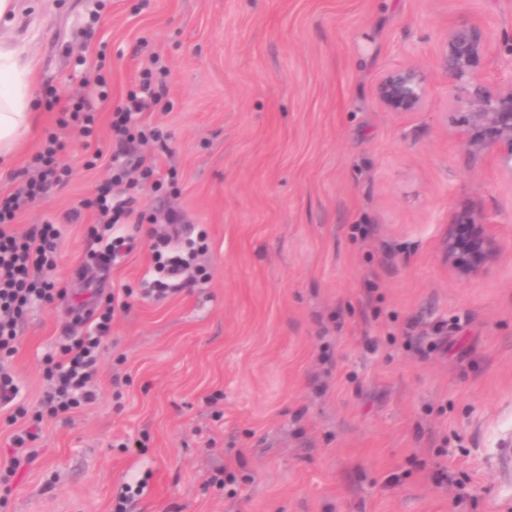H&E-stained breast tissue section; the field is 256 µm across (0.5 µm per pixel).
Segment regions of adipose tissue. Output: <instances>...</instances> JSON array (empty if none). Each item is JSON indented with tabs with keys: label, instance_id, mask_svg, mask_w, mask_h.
Segmentation results:
<instances>
[{
	"label": "adipose tissue",
	"instance_id": "ef3b65f1",
	"mask_svg": "<svg viewBox=\"0 0 512 512\" xmlns=\"http://www.w3.org/2000/svg\"><path fill=\"white\" fill-rule=\"evenodd\" d=\"M35 64L25 39L0 45V168L12 165L17 148L35 121Z\"/></svg>",
	"mask_w": 512,
	"mask_h": 512
}]
</instances>
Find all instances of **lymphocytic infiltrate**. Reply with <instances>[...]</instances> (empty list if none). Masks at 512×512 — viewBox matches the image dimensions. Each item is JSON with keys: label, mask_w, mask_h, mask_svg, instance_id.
<instances>
[{"label": "lymphocytic infiltrate", "mask_w": 512, "mask_h": 512, "mask_svg": "<svg viewBox=\"0 0 512 512\" xmlns=\"http://www.w3.org/2000/svg\"><path fill=\"white\" fill-rule=\"evenodd\" d=\"M166 93L164 81L156 80L152 70H143L138 84L128 90L124 102L112 110V177L99 190L95 199L85 201L83 208L66 212V222L73 223L82 216L83 209L94 210L97 222L93 233L106 239L103 249L90 251L84 269H106L131 249V236L123 231L124 225L143 223L145 216L136 207L135 191L143 183L154 189H163L155 157L140 153L141 145L156 144L161 152L169 146L158 128L143 120L153 104ZM107 92H100L97 101L84 98L69 100L60 109L58 123L73 127L85 140L96 135L98 103L106 102ZM65 144L56 133H48L30 166L21 174L14 191L0 196V407H13L19 389L15 377L6 365L7 357L17 351L18 323L28 308L36 302L51 304L66 302L68 295L59 289L51 277L57 265L60 231L48 221L20 232L14 227L18 212L51 189L64 186L69 172L60 166L58 155ZM183 216L177 210L167 214L169 231L153 241L152 257L156 276L148 281L145 295L158 298L187 287L186 274L196 270L198 282H206L205 268L197 267L198 256L208 249L205 233H198L186 246H178ZM127 302L108 297L105 302L86 306L79 302L71 305L74 325L66 329V341L57 358L49 360L44 378L49 390L41 403L43 413L54 418L68 413L97 398L94 383L97 362L111 334L112 320L119 311H126Z\"/></svg>", "instance_id": "lymphocytic-infiltrate-1"}]
</instances>
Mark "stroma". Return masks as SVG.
<instances>
[{"label":"stroma","instance_id":"stroma-1","mask_svg":"<svg viewBox=\"0 0 512 512\" xmlns=\"http://www.w3.org/2000/svg\"><path fill=\"white\" fill-rule=\"evenodd\" d=\"M0 40L23 36L36 90L120 101L152 56L167 95L143 116L170 137L157 164L178 191L137 195L147 221L105 271H76L99 243L85 211L112 175L111 111L95 150L63 131L71 176L16 217L55 220L53 273L78 298L132 288L97 367V400L44 420L32 464L0 512H512V180L445 125L456 88L437 72L449 27L480 19L490 87L512 79V0H21ZM430 77L418 112L375 100L386 72ZM40 120L0 170V194L53 128ZM496 224L499 262L460 281L438 247L457 205ZM206 229L202 288L144 296L150 233L168 208ZM65 306L34 308L8 359L28 415L0 410V463L46 390ZM228 471L224 485L213 484Z\"/></svg>","mask_w":512,"mask_h":512}]
</instances>
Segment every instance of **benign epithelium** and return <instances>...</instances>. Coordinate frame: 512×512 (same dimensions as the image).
I'll return each mask as SVG.
<instances>
[{"instance_id":"7a95c632","label":"benign epithelium","mask_w":512,"mask_h":512,"mask_svg":"<svg viewBox=\"0 0 512 512\" xmlns=\"http://www.w3.org/2000/svg\"><path fill=\"white\" fill-rule=\"evenodd\" d=\"M489 56L484 24L467 21L448 28L436 67L449 84L462 90L456 100L462 120L455 134L464 150L512 180V78L508 86L490 90L482 77ZM428 95L426 72L411 63L386 72L375 88L380 107L396 115L420 111ZM502 251L496 227L482 211L467 205L450 211L439 253L453 276L462 280L478 277L500 260Z\"/></svg>"}]
</instances>
